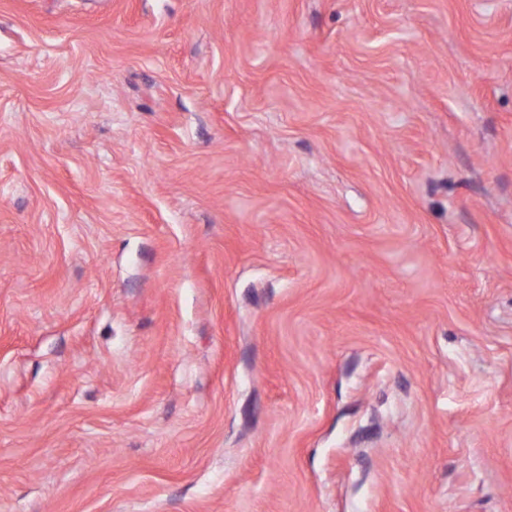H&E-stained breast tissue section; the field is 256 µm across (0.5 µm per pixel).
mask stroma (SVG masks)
Returning <instances> with one entry per match:
<instances>
[{"label": "stroma", "instance_id": "obj_1", "mask_svg": "<svg viewBox=\"0 0 512 512\" xmlns=\"http://www.w3.org/2000/svg\"><path fill=\"white\" fill-rule=\"evenodd\" d=\"M0 512H512V0H0Z\"/></svg>", "mask_w": 512, "mask_h": 512}]
</instances>
